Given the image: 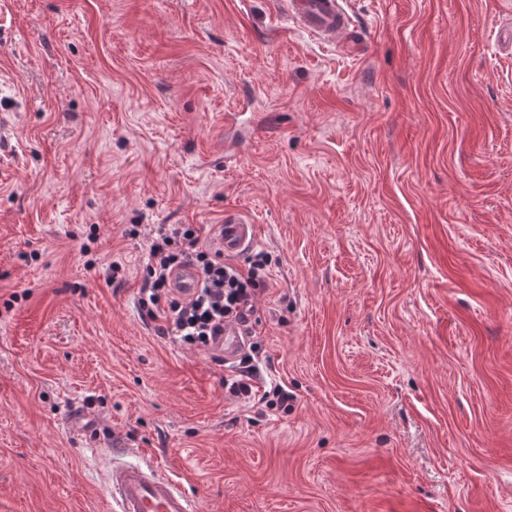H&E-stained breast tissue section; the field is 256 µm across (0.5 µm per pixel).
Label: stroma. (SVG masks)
Listing matches in <instances>:
<instances>
[{"instance_id": "obj_1", "label": "stroma", "mask_w": 512, "mask_h": 512, "mask_svg": "<svg viewBox=\"0 0 512 512\" xmlns=\"http://www.w3.org/2000/svg\"><path fill=\"white\" fill-rule=\"evenodd\" d=\"M350 8L357 56L276 0H0V512H111L115 457L202 512H512V0ZM228 211L284 410L136 306L153 225Z\"/></svg>"}]
</instances>
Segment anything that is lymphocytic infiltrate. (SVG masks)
I'll return each mask as SVG.
<instances>
[{"label":"lymphocytic infiltrate","instance_id":"1","mask_svg":"<svg viewBox=\"0 0 512 512\" xmlns=\"http://www.w3.org/2000/svg\"><path fill=\"white\" fill-rule=\"evenodd\" d=\"M216 232L213 224L155 225L137 293L141 314L157 322L161 335L203 351L227 325L252 341L256 330L250 317L269 265L263 252L252 254L242 266L214 250L211 240ZM186 265L194 267L198 279V288L189 297L173 286L175 273Z\"/></svg>","mask_w":512,"mask_h":512}]
</instances>
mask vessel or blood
Masks as SVG:
<instances>
[{
  "mask_svg": "<svg viewBox=\"0 0 512 512\" xmlns=\"http://www.w3.org/2000/svg\"><path fill=\"white\" fill-rule=\"evenodd\" d=\"M286 12L298 28L320 41L359 49L360 41L346 0H284ZM255 241V226L245 216L228 213L214 245L224 254L244 251ZM241 346L236 328L226 327L214 350L232 359ZM113 512H200L198 499L180 481L154 466L117 463L108 472Z\"/></svg>",
  "mask_w": 512,
  "mask_h": 512,
  "instance_id": "1",
  "label": "vessel or blood"
}]
</instances>
